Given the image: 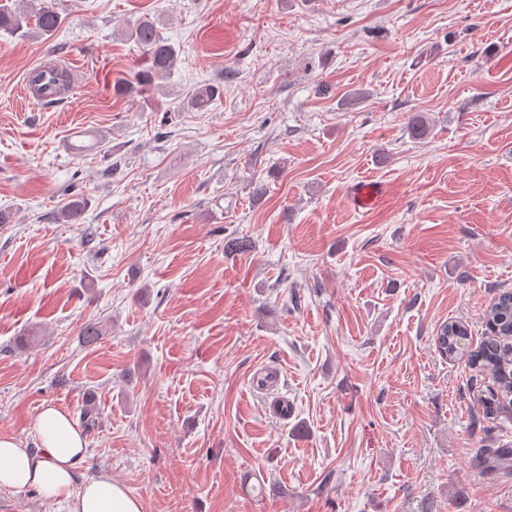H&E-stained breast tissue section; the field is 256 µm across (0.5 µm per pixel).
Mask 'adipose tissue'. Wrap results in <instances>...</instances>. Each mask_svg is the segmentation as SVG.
I'll list each match as a JSON object with an SVG mask.
<instances>
[{
    "label": "adipose tissue",
    "mask_w": 512,
    "mask_h": 512,
    "mask_svg": "<svg viewBox=\"0 0 512 512\" xmlns=\"http://www.w3.org/2000/svg\"><path fill=\"white\" fill-rule=\"evenodd\" d=\"M39 446L0 436V487H37L44 499L64 502L69 512H142L140 501L102 474L77 484L76 470L86 442L70 416L58 407L43 405L37 417Z\"/></svg>",
    "instance_id": "ef3b65f1"
}]
</instances>
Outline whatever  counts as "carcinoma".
Returning a JSON list of instances; mask_svg holds the SVG:
<instances>
[{
  "instance_id": "carcinoma-1",
  "label": "carcinoma",
  "mask_w": 512,
  "mask_h": 512,
  "mask_svg": "<svg viewBox=\"0 0 512 512\" xmlns=\"http://www.w3.org/2000/svg\"><path fill=\"white\" fill-rule=\"evenodd\" d=\"M24 7L0 5V32L19 40L48 39L64 23V17L52 0H23ZM145 55L146 69L130 83L126 91L153 89L156 79H165L173 73L180 61L181 50L163 36L157 23L143 17L125 31ZM219 94V88L208 86L196 91L189 99L188 106L200 109L208 106ZM407 130L414 139L425 136L428 125L425 118L412 114ZM85 208V202L70 200L57 210L55 220L59 223L76 224ZM253 248L247 236L225 239L224 250L229 253H245ZM485 339L475 348L465 347L468 336L467 325L461 320H450L440 327L436 336V350L444 359L467 358L471 369L491 378L492 384L476 394V403L482 410L483 418L492 423L499 420L501 412L512 406V291H504L490 304L484 314ZM96 407L89 398L80 409V422L86 430L96 425ZM478 456L487 468L512 466V448H493L484 445L478 449Z\"/></svg>"
}]
</instances>
